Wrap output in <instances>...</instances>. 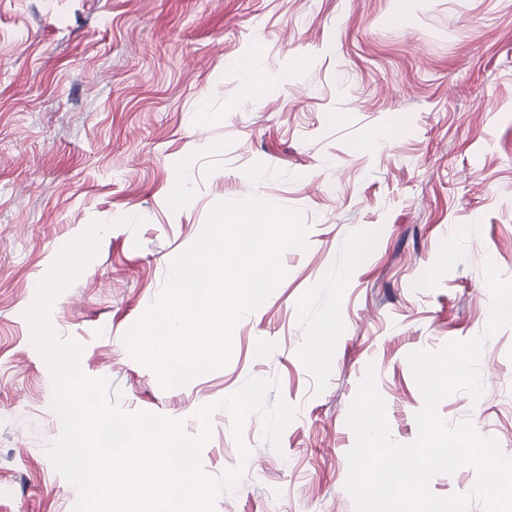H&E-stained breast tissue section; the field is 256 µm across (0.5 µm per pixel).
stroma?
Returning a JSON list of instances; mask_svg holds the SVG:
<instances>
[{
  "mask_svg": "<svg viewBox=\"0 0 512 512\" xmlns=\"http://www.w3.org/2000/svg\"><path fill=\"white\" fill-rule=\"evenodd\" d=\"M0 0V512H74L48 449L54 380L26 316L34 283L93 222L96 256L49 323L122 409L184 420L212 406L205 472L243 466L216 512H354L346 423L367 365L390 437L417 435L414 350L484 337L483 393L445 397L512 452V326L486 335L494 262L512 281V0ZM262 45L272 92L243 98ZM195 159L179 210L171 176ZM301 210L307 251L233 333L223 368L162 389L123 337L164 289L212 204ZM272 380L293 406L279 447L218 401ZM250 450L241 459L239 444Z\"/></svg>",
  "mask_w": 512,
  "mask_h": 512,
  "instance_id": "1",
  "label": "stroma"
}]
</instances>
